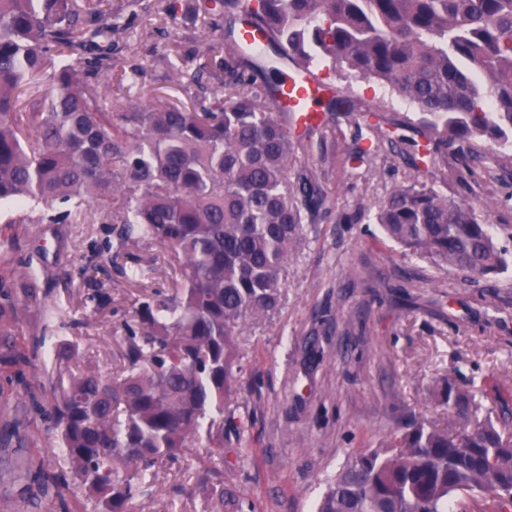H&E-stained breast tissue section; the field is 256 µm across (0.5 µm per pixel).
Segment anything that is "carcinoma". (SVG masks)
Returning <instances> with one entry per match:
<instances>
[{
	"label": "carcinoma",
	"mask_w": 512,
	"mask_h": 512,
	"mask_svg": "<svg viewBox=\"0 0 512 512\" xmlns=\"http://www.w3.org/2000/svg\"><path fill=\"white\" fill-rule=\"evenodd\" d=\"M239 0H199L192 21L243 22ZM269 32V74L233 29L209 45L194 70L217 86L209 105H107L112 82V0H0V204L13 205L0 233V288L38 299L34 256H19L28 224H77L89 206L120 225L122 283L149 269L127 250L156 243L171 288L146 295L125 325V375L114 382L61 342L59 394L38 408L51 420L70 473L36 468L38 492L69 512L62 489L78 480L93 512H136L156 494V466L193 453L209 466L197 480L205 512H253L224 486V405L236 390L237 336L281 304L288 258L303 225L320 218L326 191L297 153L325 140L320 119L294 135L278 108L282 71L318 64L389 86L419 120L359 117L362 162L406 145V160L429 180L394 188L364 216L404 251L474 282L512 264L478 204L443 188L492 178L512 145V0H249ZM29 94V107L19 98ZM44 331L76 324L56 307ZM457 426L402 423L382 444L348 457L327 481L314 512H465L481 497L512 512V427L474 394L448 387ZM204 451H193L199 441Z\"/></svg>",
	"instance_id": "1"
}]
</instances>
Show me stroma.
Returning a JSON list of instances; mask_svg holds the SVG:
<instances>
[{
  "label": "stroma",
  "instance_id": "35a3bbf8",
  "mask_svg": "<svg viewBox=\"0 0 512 512\" xmlns=\"http://www.w3.org/2000/svg\"><path fill=\"white\" fill-rule=\"evenodd\" d=\"M194 2L180 0L172 17L160 0H144V9L134 13L125 0H112L125 30L113 37L109 99L208 105L216 89L211 80L170 79L175 55L199 59L207 43L225 36L224 28L204 33L193 24ZM322 75L327 95L352 97L356 111H378L391 121L414 115V106L377 82L328 69ZM335 132V140L304 158L327 180V214L304 227L280 310L248 325L238 339V391L224 409L232 419L224 427V480L255 512H311L325 480L347 457L377 447L399 422H454L445 403L448 384L475 390L495 373L500 395L512 396V268L496 287L483 288L447 266L379 242L380 228L371 220L342 222V215L373 207L421 175L394 154L349 168L343 149L358 128L342 117ZM472 190L473 200L490 204L485 218L512 225L511 167L473 183ZM112 237L111 225L92 208L62 238L52 225H28L25 250L41 251L54 275L52 291L35 304L0 288V355L35 357L30 366L0 363V512H52L50 501L36 497L33 476L22 465H66L50 420L32 404L46 399L56 383L61 341L78 344L103 376L118 377L125 323L143 294L170 283L168 268L156 261L161 249L151 245L140 251L156 263L147 280L112 289L104 310L87 307L83 268L111 270L125 261L108 250ZM46 306L61 307L74 320L66 336L44 333ZM196 472L190 456L160 468L161 502L144 503L138 512H155L160 505L168 512H201Z\"/></svg>",
  "mask_w": 512,
  "mask_h": 512
}]
</instances>
